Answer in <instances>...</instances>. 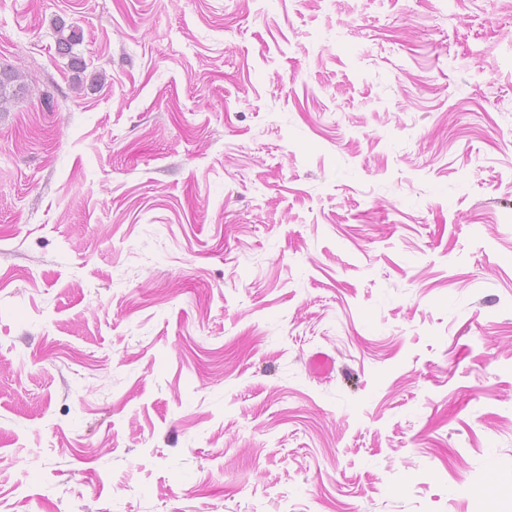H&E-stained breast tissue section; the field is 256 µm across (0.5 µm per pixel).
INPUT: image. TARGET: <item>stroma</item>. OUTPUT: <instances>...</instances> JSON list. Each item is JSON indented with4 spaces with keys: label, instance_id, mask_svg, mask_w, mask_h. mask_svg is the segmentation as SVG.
I'll return each instance as SVG.
<instances>
[{
    "label": "stroma",
    "instance_id": "1",
    "mask_svg": "<svg viewBox=\"0 0 512 512\" xmlns=\"http://www.w3.org/2000/svg\"><path fill=\"white\" fill-rule=\"evenodd\" d=\"M0 65V512H512V0H0ZM25 88L18 70L0 67V112L9 111V106L24 94Z\"/></svg>",
    "mask_w": 512,
    "mask_h": 512
}]
</instances>
